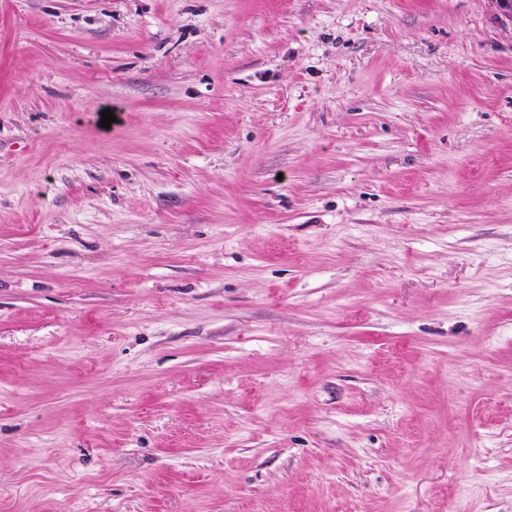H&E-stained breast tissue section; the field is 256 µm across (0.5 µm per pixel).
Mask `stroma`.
Returning a JSON list of instances; mask_svg holds the SVG:
<instances>
[{
	"instance_id": "1",
	"label": "stroma",
	"mask_w": 512,
	"mask_h": 512,
	"mask_svg": "<svg viewBox=\"0 0 512 512\" xmlns=\"http://www.w3.org/2000/svg\"><path fill=\"white\" fill-rule=\"evenodd\" d=\"M0 512H512L493 0H0Z\"/></svg>"
}]
</instances>
